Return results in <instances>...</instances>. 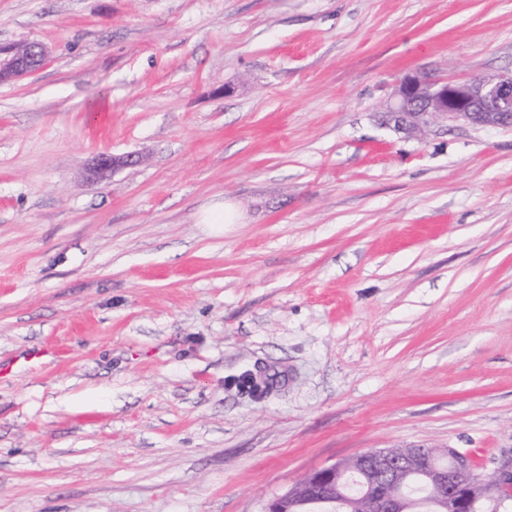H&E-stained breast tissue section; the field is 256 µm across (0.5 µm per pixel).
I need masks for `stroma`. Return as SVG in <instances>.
<instances>
[{
    "label": "stroma",
    "mask_w": 512,
    "mask_h": 512,
    "mask_svg": "<svg viewBox=\"0 0 512 512\" xmlns=\"http://www.w3.org/2000/svg\"><path fill=\"white\" fill-rule=\"evenodd\" d=\"M26 41L0 512H262L374 448L512 452V128L378 120L406 73L512 72V0H0ZM133 155L98 154L88 167L89 178L96 181L107 180L118 170L133 163Z\"/></svg>",
    "instance_id": "obj_1"
}]
</instances>
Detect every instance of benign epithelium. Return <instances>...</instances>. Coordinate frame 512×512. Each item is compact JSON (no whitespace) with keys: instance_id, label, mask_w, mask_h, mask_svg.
<instances>
[{"instance_id":"obj_1","label":"benign epithelium","mask_w":512,"mask_h":512,"mask_svg":"<svg viewBox=\"0 0 512 512\" xmlns=\"http://www.w3.org/2000/svg\"><path fill=\"white\" fill-rule=\"evenodd\" d=\"M46 47L38 42L21 47H0V84L19 80L45 65ZM383 121L406 134L432 122H459L474 126H512V74L477 76L463 81L407 74L397 81ZM133 163L131 155L98 154L88 167L89 178L103 181ZM450 468L436 466L444 456ZM365 469L369 490L360 506L364 512H405L399 474L415 470L426 474L448 501V512H473L480 499H501L512 483V452L503 456L490 475L469 476L474 465L468 454L454 448H381L372 460L356 455L307 474L296 486L269 501L264 512H290L301 497L304 504L334 503L342 495L343 476L352 468Z\"/></svg>"}]
</instances>
